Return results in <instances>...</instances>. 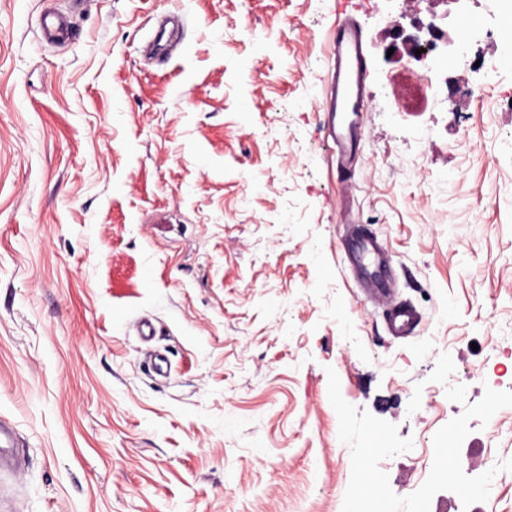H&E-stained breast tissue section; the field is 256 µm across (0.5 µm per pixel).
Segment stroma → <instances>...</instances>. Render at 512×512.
Returning a JSON list of instances; mask_svg holds the SVG:
<instances>
[{"label": "stroma", "instance_id": "stroma-1", "mask_svg": "<svg viewBox=\"0 0 512 512\" xmlns=\"http://www.w3.org/2000/svg\"><path fill=\"white\" fill-rule=\"evenodd\" d=\"M393 0H0V418L24 462L0 512H342L328 397L394 424L400 497L433 436L512 378V37L415 111L386 56ZM73 37L43 42L46 10ZM362 31L364 110L340 171L336 24ZM362 228L422 318L391 336L347 261ZM150 318L152 341L136 322ZM512 512V407L469 423Z\"/></svg>", "mask_w": 512, "mask_h": 512}]
</instances>
